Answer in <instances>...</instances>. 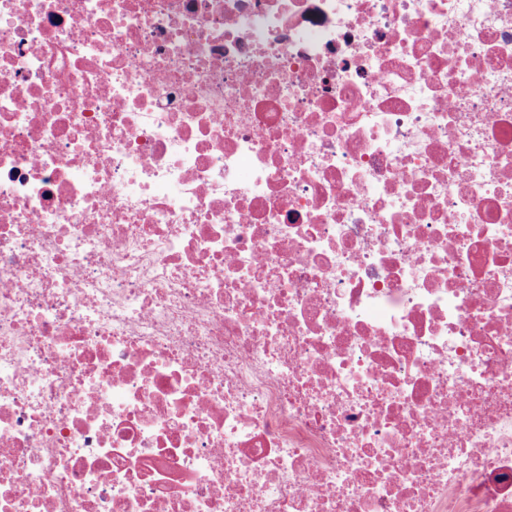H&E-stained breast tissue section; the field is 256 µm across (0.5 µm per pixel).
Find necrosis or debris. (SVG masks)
Returning <instances> with one entry per match:
<instances>
[{"mask_svg": "<svg viewBox=\"0 0 512 512\" xmlns=\"http://www.w3.org/2000/svg\"><path fill=\"white\" fill-rule=\"evenodd\" d=\"M0 512H512V0H0Z\"/></svg>", "mask_w": 512, "mask_h": 512, "instance_id": "1", "label": "necrosis or debris"}]
</instances>
